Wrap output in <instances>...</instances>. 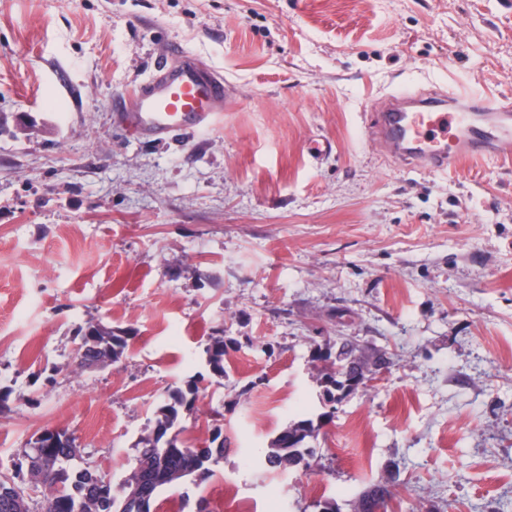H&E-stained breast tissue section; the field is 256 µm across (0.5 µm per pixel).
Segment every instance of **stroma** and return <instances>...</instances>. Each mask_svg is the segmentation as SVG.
Returning <instances> with one entry per match:
<instances>
[{
    "instance_id": "35a3bbf8",
    "label": "stroma",
    "mask_w": 512,
    "mask_h": 512,
    "mask_svg": "<svg viewBox=\"0 0 512 512\" xmlns=\"http://www.w3.org/2000/svg\"><path fill=\"white\" fill-rule=\"evenodd\" d=\"M180 42L229 101L201 136L115 121ZM512 98V0H0V472L67 430L112 484L168 390L228 442L157 512H512V157L400 166L366 120L397 90ZM333 150L312 158V140ZM127 332L77 369L80 329ZM236 339L208 375L215 330ZM392 359L326 413L315 345ZM309 467L268 470L289 423ZM294 423H300L302 425L295 430V432L299 433L296 446L294 448H283L279 444L280 438L277 437L272 442L270 450L265 455V464L268 469L280 470L286 467H298L301 461L305 459L306 455H313V449L304 446L306 438L312 437V434L315 432L313 421L311 419H303L295 421ZM388 493L383 482L371 484L366 490L362 500L358 502L356 512H378L384 506L385 495ZM361 510H358V509Z\"/></svg>"
}]
</instances>
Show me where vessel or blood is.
Wrapping results in <instances>:
<instances>
[{
  "mask_svg": "<svg viewBox=\"0 0 512 512\" xmlns=\"http://www.w3.org/2000/svg\"><path fill=\"white\" fill-rule=\"evenodd\" d=\"M177 66H155L116 115L129 133L158 142L177 133H204L223 117L226 87L220 76L189 60L181 44L169 47ZM371 142L401 166L445 172L464 159L512 154V101L448 90L390 94L366 125Z\"/></svg>",
  "mask_w": 512,
  "mask_h": 512,
  "instance_id": "1",
  "label": "vessel or blood"
}]
</instances>
